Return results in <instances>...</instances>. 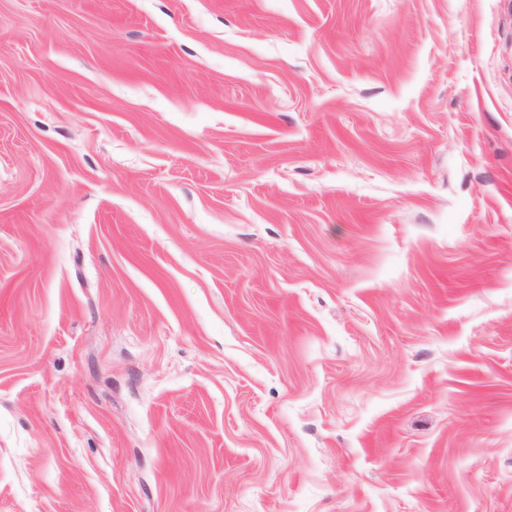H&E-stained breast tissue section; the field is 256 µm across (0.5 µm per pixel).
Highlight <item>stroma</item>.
<instances>
[{"label": "stroma", "instance_id": "35a3bbf8", "mask_svg": "<svg viewBox=\"0 0 512 512\" xmlns=\"http://www.w3.org/2000/svg\"><path fill=\"white\" fill-rule=\"evenodd\" d=\"M0 512H512V0H0Z\"/></svg>", "mask_w": 512, "mask_h": 512}]
</instances>
